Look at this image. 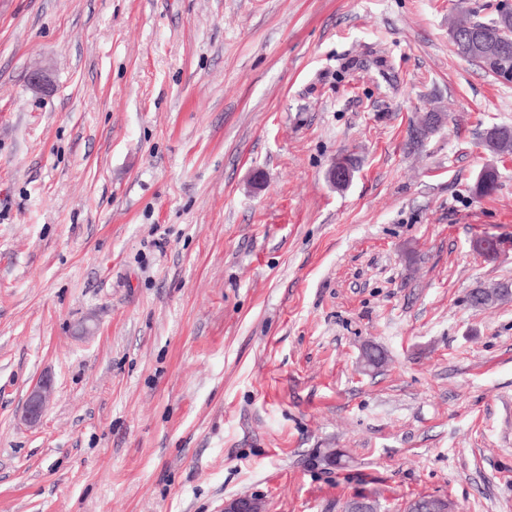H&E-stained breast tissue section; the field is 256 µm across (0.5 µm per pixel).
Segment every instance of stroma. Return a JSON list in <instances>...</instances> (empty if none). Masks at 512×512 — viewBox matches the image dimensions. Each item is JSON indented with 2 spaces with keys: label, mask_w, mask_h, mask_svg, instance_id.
<instances>
[{
  "label": "stroma",
  "mask_w": 512,
  "mask_h": 512,
  "mask_svg": "<svg viewBox=\"0 0 512 512\" xmlns=\"http://www.w3.org/2000/svg\"><path fill=\"white\" fill-rule=\"evenodd\" d=\"M501 3L0 0V512H512ZM510 11V17L505 16L504 11ZM512 25V10L509 9L506 5H501L497 11L496 16L487 20V21H468L464 24H458L457 27L459 30H467V29H476L488 33L498 40H500V30L507 26ZM448 37L453 43H461L464 49H476L488 54L499 52L503 55L504 47L493 40L485 38L480 32H474L470 37H463L457 32L455 25H450L448 28ZM484 146L496 156H512V126L494 125L487 129ZM512 297V283H499L496 288L488 289L479 285L472 288L469 293V300L472 306L483 308L498 301ZM51 379L46 377L37 383L29 393L23 407V419L31 425H38L44 415Z\"/></svg>",
  "instance_id": "obj_1"
}]
</instances>
